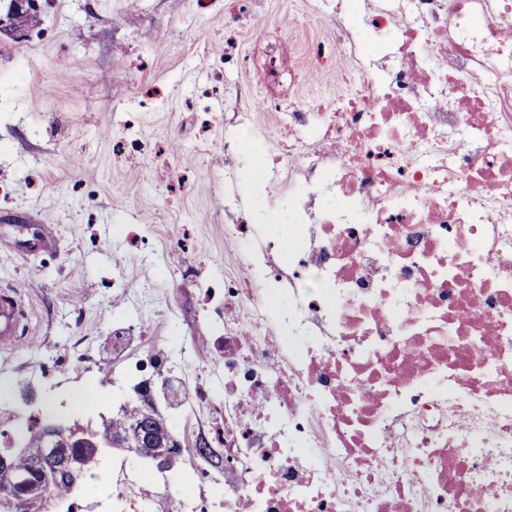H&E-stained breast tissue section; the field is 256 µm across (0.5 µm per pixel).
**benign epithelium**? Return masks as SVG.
I'll return each instance as SVG.
<instances>
[{"instance_id": "benign-epithelium-1", "label": "benign epithelium", "mask_w": 512, "mask_h": 512, "mask_svg": "<svg viewBox=\"0 0 512 512\" xmlns=\"http://www.w3.org/2000/svg\"><path fill=\"white\" fill-rule=\"evenodd\" d=\"M44 7L45 0H7L5 10H0V32L23 38L14 18L25 14L40 16ZM137 397L150 408L125 432L113 437L100 439L78 423L49 416L37 423L23 444L8 440L0 448V500L20 512H43L53 486L82 471L88 457L112 448L133 447L137 457L156 463L181 455L183 443L175 428L151 406L154 396L150 386L143 384ZM20 459L25 466L17 465Z\"/></svg>"}]
</instances>
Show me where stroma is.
Returning a JSON list of instances; mask_svg holds the SVG:
<instances>
[{
  "instance_id": "stroma-1",
  "label": "stroma",
  "mask_w": 512,
  "mask_h": 512,
  "mask_svg": "<svg viewBox=\"0 0 512 512\" xmlns=\"http://www.w3.org/2000/svg\"><path fill=\"white\" fill-rule=\"evenodd\" d=\"M310 0H52L41 23L0 36V287L26 304L24 341L0 349V411L31 422L63 405L97 423L117 413L122 364L183 357L180 386L224 399L220 285L238 247L224 244V196L267 220L269 200L228 176L224 134L272 132L261 100L332 111L336 68L302 67L293 95L263 68L268 50L303 53L331 35ZM141 323L146 340L112 343ZM96 390L97 408L76 398Z\"/></svg>"
}]
</instances>
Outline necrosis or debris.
Returning a JSON list of instances; mask_svg holds the SVG:
<instances>
[{"mask_svg": "<svg viewBox=\"0 0 512 512\" xmlns=\"http://www.w3.org/2000/svg\"><path fill=\"white\" fill-rule=\"evenodd\" d=\"M512 0H374L311 45L349 100L237 153L288 203L224 199V449L172 493L117 460L92 512H512ZM315 149H308V141ZM283 300L273 311L275 300Z\"/></svg>", "mask_w": 512, "mask_h": 512, "instance_id": "obj_1", "label": "necrosis or debris"}]
</instances>
